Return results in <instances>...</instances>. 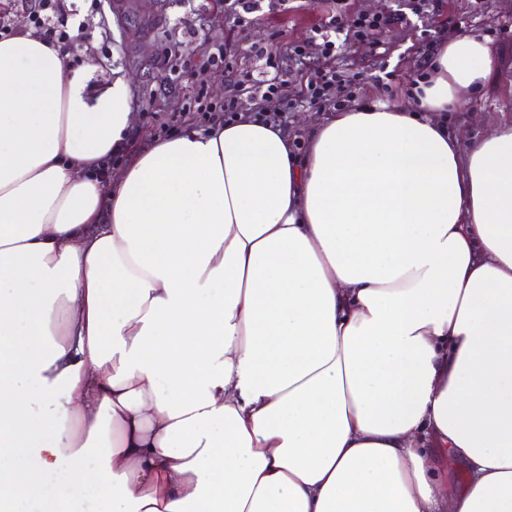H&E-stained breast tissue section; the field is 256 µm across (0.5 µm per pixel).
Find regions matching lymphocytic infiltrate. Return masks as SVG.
Masks as SVG:
<instances>
[{"label":"lymphocytic infiltrate","mask_w":512,"mask_h":512,"mask_svg":"<svg viewBox=\"0 0 512 512\" xmlns=\"http://www.w3.org/2000/svg\"><path fill=\"white\" fill-rule=\"evenodd\" d=\"M23 12L35 34L69 55L72 37L69 23L76 16L75 0H20ZM430 0H408L405 9L383 14L360 12L345 18L337 14L326 15L316 25L308 44L285 43L252 45L254 55L264 60L266 69L259 73L235 72L238 45L234 39L208 47L202 65L190 60V47L183 40L175 41L164 51L165 59L182 61L199 86V96H206L207 75L211 71L232 74L230 89L223 103L199 105L203 118L213 124H225L243 112H253L276 122H285L289 112L306 106L319 112H343L356 100L364 73L358 66L336 65L338 38L378 45V36L407 20L408 14L428 15ZM317 45L321 61L318 66L307 62L309 45Z\"/></svg>","instance_id":"1"}]
</instances>
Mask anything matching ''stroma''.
<instances>
[{
	"label": "stroma",
	"mask_w": 512,
	"mask_h": 512,
	"mask_svg": "<svg viewBox=\"0 0 512 512\" xmlns=\"http://www.w3.org/2000/svg\"><path fill=\"white\" fill-rule=\"evenodd\" d=\"M125 18L110 10L95 11L81 0L76 18L79 25L73 39V54L78 63H106V71L95 72L93 89H102L110 71L130 77V108L135 116L131 127L135 145L146 147L152 140L165 137L167 130H180L188 124L199 125L200 115L193 111L198 86L189 75L172 79L160 66L161 49L167 37L183 38L194 32L195 43H223L230 33L232 19L222 0H164L165 18L158 28L142 33L141 27L154 14L157 0H129ZM400 0H288V8L275 13L256 12L255 23L247 26L239 45L238 65L247 70L262 68L263 63L251 53L252 44L279 40L305 43L312 28L329 12L354 15L358 12L387 13L399 9ZM441 18L449 19V33L477 32L488 36L500 54V72L485 90L476 96L469 109L448 116V133L471 143L489 133L499 122L502 111L512 110V0H438ZM423 19L409 15L407 25L383 33L384 53L369 44L350 42L342 46L340 60L363 66L366 78L359 101L391 104L406 102V90L424 64L418 52ZM393 71L388 90H381L375 76L381 70ZM158 120H151V113ZM171 122L161 129L160 120Z\"/></svg>",
	"instance_id": "obj_1"
}]
</instances>
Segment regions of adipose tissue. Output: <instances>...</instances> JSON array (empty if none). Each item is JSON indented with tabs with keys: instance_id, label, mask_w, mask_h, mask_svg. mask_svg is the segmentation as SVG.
I'll use <instances>...</instances> for the list:
<instances>
[{
	"instance_id": "adipose-tissue-1",
	"label": "adipose tissue",
	"mask_w": 512,
	"mask_h": 512,
	"mask_svg": "<svg viewBox=\"0 0 512 512\" xmlns=\"http://www.w3.org/2000/svg\"><path fill=\"white\" fill-rule=\"evenodd\" d=\"M490 39L411 105L125 145L0 40V512H512V115L468 149Z\"/></svg>"
}]
</instances>
